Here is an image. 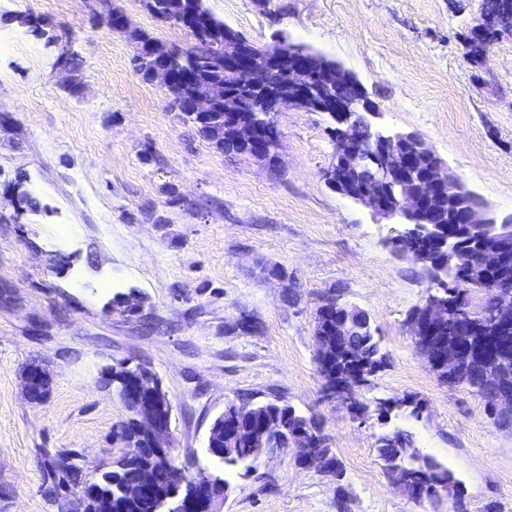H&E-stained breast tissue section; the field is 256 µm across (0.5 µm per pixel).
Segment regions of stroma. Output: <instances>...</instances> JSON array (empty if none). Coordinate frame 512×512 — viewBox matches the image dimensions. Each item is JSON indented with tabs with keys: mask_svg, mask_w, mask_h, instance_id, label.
I'll return each mask as SVG.
<instances>
[{
	"mask_svg": "<svg viewBox=\"0 0 512 512\" xmlns=\"http://www.w3.org/2000/svg\"><path fill=\"white\" fill-rule=\"evenodd\" d=\"M112 4L161 43L193 42L143 0ZM205 4L258 47L285 39L339 62L386 129L418 133L490 214L512 215V36L470 62L480 0ZM92 6L0 0V512H62L44 492L60 456L87 481L112 461L130 413L105 378L125 362L160 380L186 463L231 401L279 399L319 424L342 478L287 448L233 470L220 512H338L341 486L347 512H453L447 494L413 502L387 473L376 438L394 429L448 466L467 512H512V430L418 351L407 316L429 280L390 247V225L326 185L328 116L278 113L272 165L221 150L136 73L133 44ZM130 290L141 312L110 309ZM329 294L369 315L385 356L361 417L323 397L315 313ZM32 363L51 379L40 404L22 388ZM407 397L422 414L380 417L379 400Z\"/></svg>",
	"mask_w": 512,
	"mask_h": 512,
	"instance_id": "1",
	"label": "stroma"
}]
</instances>
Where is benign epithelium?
<instances>
[{"instance_id":"1","label":"benign epithelium","mask_w":512,"mask_h":512,"mask_svg":"<svg viewBox=\"0 0 512 512\" xmlns=\"http://www.w3.org/2000/svg\"><path fill=\"white\" fill-rule=\"evenodd\" d=\"M197 19L192 0H166L158 20L179 26ZM496 37L505 33L497 17L485 14L479 27L471 31L473 43L479 45L480 56L489 51L482 42L487 31ZM145 58L150 61L151 81L166 91L172 90L175 74L172 62L184 54L173 46L149 44ZM224 81L207 80L195 75V66L185 65V88L188 100L180 112L198 122L210 120L213 110L224 106V114L233 119L225 126L224 135L231 136L242 151L268 163L277 161L279 141L268 133L276 126V115L285 110L322 112L329 116L335 130L334 162L324 173L328 186L342 196L360 203L382 218L404 226L391 239L392 246L420 262L432 265V289L427 305L432 309L429 318L416 315L408 321L415 343L429 367L444 375H454L460 358L471 346V332L461 324L454 331L445 329L441 321L448 315V259L442 256L447 244L433 249L418 250V239L435 241L432 216L443 199L457 190L459 181L448 171L446 164L417 134L388 133L374 122L379 112L366 103L358 79L342 68H336L319 81L311 77L323 70V60L307 46L280 41L267 50H260L237 32H224ZM359 120L368 130L365 145L350 135L354 121ZM455 209L460 223L477 233V264L467 280L476 290L489 293L494 299V336L487 340L491 346L507 347L512 342L505 334L512 329V278L489 284L485 272L496 270L507 262L512 251V236L486 231L494 220L488 217L485 203L478 197L459 195ZM348 321L336 325L330 335L320 339L317 353L321 356L322 376L326 386L324 397L350 408L358 406V385L334 380V357L341 351V337L348 335ZM508 359L503 352L487 359L482 381L492 396L491 407L497 415L512 416V388L502 381L500 365ZM126 376L118 395L132 417L149 432V447L159 455H171L176 445L171 432V405L158 391L159 382L141 364H126ZM48 381L45 371L32 365L23 374V388L29 400L40 403L47 397L41 385ZM251 408L249 404L230 402L211 423L206 453L224 459V448L234 444V437L224 434V447H219L221 425L238 419ZM152 479L144 471L129 484L125 494L137 499L152 490ZM224 479L200 466L188 465L175 472L168 493H157L155 512H219L218 505L227 496Z\"/></svg>"}]
</instances>
